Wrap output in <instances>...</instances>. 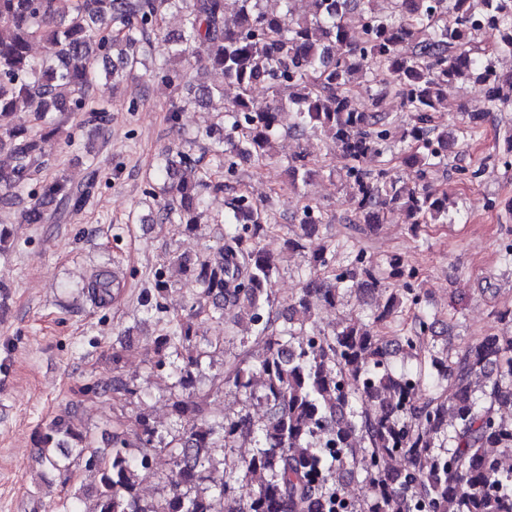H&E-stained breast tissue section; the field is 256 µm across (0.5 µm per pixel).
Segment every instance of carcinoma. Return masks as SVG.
<instances>
[{"instance_id": "obj_1", "label": "carcinoma", "mask_w": 512, "mask_h": 512, "mask_svg": "<svg viewBox=\"0 0 512 512\" xmlns=\"http://www.w3.org/2000/svg\"><path fill=\"white\" fill-rule=\"evenodd\" d=\"M282 0L279 11L262 0H0V198L21 206L26 224H61L82 211L98 183L97 154L85 147L86 179L71 184L41 173L54 155L42 143L57 137L80 112L97 121L108 117L100 80L116 92L135 79L146 48L162 34L166 9L183 14L181 33L169 40L168 59L151 77L179 88L188 70L172 64L194 60L220 75L213 86L196 87L194 98L172 102L169 121L192 104L221 102L220 118L197 131L176 155L159 165L163 203L160 224L196 225L205 193H222L224 180L208 173L233 169L246 157L260 168L274 157L283 106L294 113L293 130L320 131L346 161L344 183L363 223L377 224L384 211L407 224H446L447 197L426 187H409L386 168L367 172L363 161L381 155L394 139V122L382 109L392 95L411 121L400 139L404 162L422 173L437 171L448 156V134L434 124L447 99L448 82L472 79L492 112L512 102V78L474 55L478 21L502 28L496 51L512 55V0ZM40 44L44 55L34 57ZM379 86L374 110L352 102L353 87ZM271 93L256 101L252 89ZM209 144L197 155L199 141ZM292 183L312 174L305 152L287 161ZM270 217L245 194L236 195L224 214L223 243L190 264L200 296L212 301L207 316L221 324L224 307L247 311L256 340L265 344L257 362L236 357L224 363V387L265 408L259 424L249 414H213L208 396L197 392V375L210 350L235 340L229 328L201 341L191 306L157 338L158 367L176 378L172 414L177 434L165 441L146 410L129 429L112 432L109 448H95L90 435L69 417L54 420L41 437V462L60 469L74 457L93 479L85 504L74 491L63 512H336L344 473L362 478L367 498L354 512H414L426 501L434 512H512V468L498 457L512 455V338L481 336L441 356L430 347V316H418L398 348L416 356V371L399 373L389 359L388 341L372 326L350 317L331 331L313 326L322 305L334 307L341 283L348 288L381 285L376 264L359 250L334 269L325 244L311 245L324 223L306 204L296 216L300 233L288 250L309 252V274L285 312L272 298L275 260L261 247ZM167 288L163 271L142 291L139 305L149 315L161 309L156 294ZM94 304L112 301V275L95 274L87 284ZM420 304L411 284L390 292L374 320L384 323ZM254 438L250 457L231 464L229 479L202 487L217 463L209 449L229 446L240 436ZM169 455L168 493L148 502L139 494L141 473L152 466V452Z\"/></svg>"}]
</instances>
